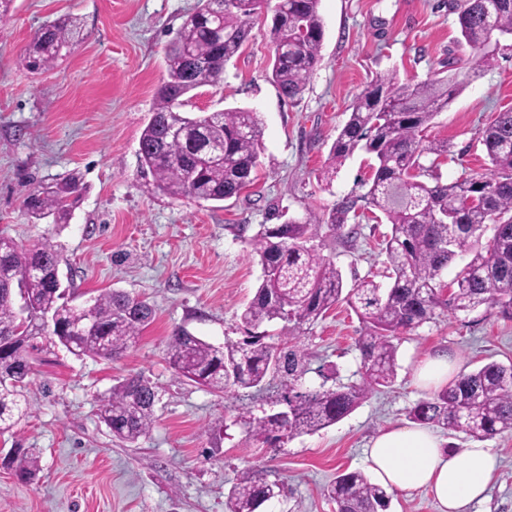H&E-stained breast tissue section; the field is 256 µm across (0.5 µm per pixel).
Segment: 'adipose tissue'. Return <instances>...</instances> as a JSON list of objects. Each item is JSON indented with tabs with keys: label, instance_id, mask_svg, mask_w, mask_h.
Wrapping results in <instances>:
<instances>
[{
	"label": "adipose tissue",
	"instance_id": "1",
	"mask_svg": "<svg viewBox=\"0 0 512 512\" xmlns=\"http://www.w3.org/2000/svg\"><path fill=\"white\" fill-rule=\"evenodd\" d=\"M365 463L382 487L431 492L440 512H472L487 498L497 458L482 443L454 452L431 430L398 425L380 431L365 450Z\"/></svg>",
	"mask_w": 512,
	"mask_h": 512
}]
</instances>
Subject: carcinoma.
<instances>
[{
	"instance_id": "obj_1",
	"label": "carcinoma",
	"mask_w": 512,
	"mask_h": 512,
	"mask_svg": "<svg viewBox=\"0 0 512 512\" xmlns=\"http://www.w3.org/2000/svg\"><path fill=\"white\" fill-rule=\"evenodd\" d=\"M320 0H199L165 52L167 80L156 92L151 117L139 141L141 172L151 175L146 188L173 198L224 201L238 198L255 180L262 151L263 122L253 111L222 110L190 115L185 95L221 81L224 64L248 40L253 19L272 13V80L295 98L320 61L323 23ZM458 14L460 44L467 58L450 57L448 74L402 82L394 73L378 77L351 105L348 120L330 149L339 166L356 151L374 158L363 199L391 225L382 243L391 283L383 288L364 278L347 286L341 270L307 245L313 228L325 224L337 237L351 239L357 228L345 226L356 200L346 198L322 216L290 219L265 229L254 250L260 283L240 315L244 336L215 346L176 327L168 337L166 360L176 375L212 392L253 388L270 374L287 389L288 415L250 420L252 437L271 447L327 428L349 415L397 375L400 335L448 312L469 315L480 308L512 319V109L496 115L479 131L490 161L489 173L444 184L438 174L448 144L423 138L422 131L446 110L468 80L489 67L492 39L512 37V0L451 2ZM78 18L67 15L44 24L30 41L24 62L47 70L82 39ZM83 190L71 175L33 190L25 207L37 219L64 224ZM462 265L451 282L443 272ZM59 256L49 241L32 248L0 235V432L25 414L21 398L30 374L31 339L46 333L78 356L117 360L125 356L154 320L150 302L123 291H105L87 307L74 308L53 281ZM30 320L18 325L16 296ZM340 302L364 324L354 341L361 356V380L336 387L301 390L307 353L292 334L315 324ZM52 316L46 329L42 317ZM281 321L291 334L288 346L271 342L264 326ZM155 386L131 377L99 399V417L118 440L134 443L155 424ZM419 425L462 431L476 440L512 432V361H492L459 376L409 412ZM1 466L22 480L39 472V456L17 443ZM338 512H386L387 491L359 471L342 472L324 487ZM285 493L282 482L252 470L237 475L227 512H257Z\"/></svg>"
}]
</instances>
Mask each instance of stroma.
<instances>
[{
	"label": "stroma",
	"mask_w": 512,
	"mask_h": 512,
	"mask_svg": "<svg viewBox=\"0 0 512 512\" xmlns=\"http://www.w3.org/2000/svg\"><path fill=\"white\" fill-rule=\"evenodd\" d=\"M450 0H321V61L301 95L283 96L271 80V23L254 22L222 81L194 90L188 112L237 108L263 120V151L248 194L222 202L176 199L145 187L137 152L157 89L167 78L164 50L198 0H14L0 22V234L31 247L42 240L60 255L62 285L84 301L105 290L147 297L155 318L121 359L79 357L57 340L36 337L28 416L0 434V448L34 449L40 470L30 481L0 467V512H225L239 471L284 482L286 493L264 512H336L322 488L342 471L364 470L372 436L408 421L427 398L414 372L440 350L459 372L512 361V320L479 310L442 314L403 335L394 383L373 393L343 420L273 448L254 440L250 418L279 411L285 386L268 377L257 388L215 393L179 378L165 360L166 340L186 327L220 345L240 338L239 315L261 274L248 236L306 214H322L344 198L357 202L359 233L335 239L327 225L313 238L347 282L369 276L387 285L380 242L390 226L365 219L362 183L372 158L357 152L338 172L329 151L349 107L376 76L396 71L421 81L441 71L459 36ZM65 15L81 18L84 38L52 68L23 63L34 32ZM512 108V39L495 60L456 93L427 137L447 141L442 182L485 174L478 131ZM76 174L83 195L68 223L31 217L24 201L38 186ZM362 325L339 305L300 341L313 370L301 381L323 382L316 366L335 367L340 382L359 381L354 340ZM140 374L159 400L151 432L137 443L113 438L97 415L99 398L118 380ZM499 465L487 502L474 512H512V434L487 439Z\"/></svg>",
	"instance_id": "stroma-1"
}]
</instances>
